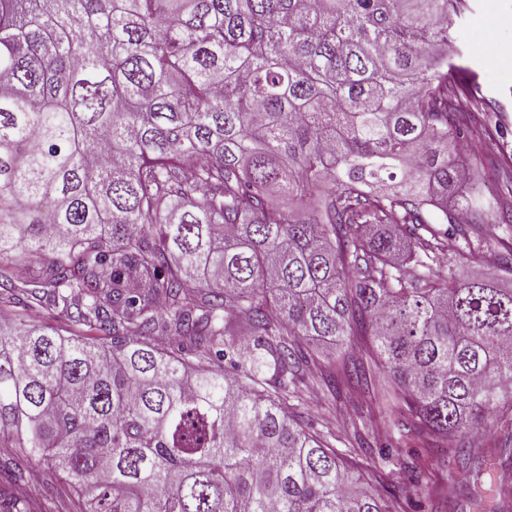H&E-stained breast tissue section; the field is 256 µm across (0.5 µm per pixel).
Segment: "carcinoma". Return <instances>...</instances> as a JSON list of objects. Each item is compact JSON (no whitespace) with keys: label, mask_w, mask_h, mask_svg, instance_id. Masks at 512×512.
Returning a JSON list of instances; mask_svg holds the SVG:
<instances>
[{"label":"carcinoma","mask_w":512,"mask_h":512,"mask_svg":"<svg viewBox=\"0 0 512 512\" xmlns=\"http://www.w3.org/2000/svg\"><path fill=\"white\" fill-rule=\"evenodd\" d=\"M465 0H0V448L90 512H404L295 421L300 340L346 357L399 436L512 426V288L448 260ZM288 199L289 205L280 199ZM23 255H44L23 280ZM499 448L477 449L482 480ZM18 319H24L28 323L51 324L58 327H67V324H70L67 317L60 316L58 312L28 309L22 300H14L8 304L0 303L1 324H11Z\"/></svg>","instance_id":"obj_1"}]
</instances>
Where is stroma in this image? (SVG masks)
Segmentation results:
<instances>
[{
	"label": "stroma",
	"instance_id": "obj_1",
	"mask_svg": "<svg viewBox=\"0 0 512 512\" xmlns=\"http://www.w3.org/2000/svg\"><path fill=\"white\" fill-rule=\"evenodd\" d=\"M467 9L448 31V48L459 59L461 78L469 91L464 103L467 116L477 125L468 144L464 176L483 196L512 197V0H466ZM512 245V233L495 224L482 227V246L460 258V241L448 240L450 259H463L473 272L500 275L499 255ZM288 402L294 418L306 430L320 434L339 448H352L357 437L388 433L390 417L374 390L360 385L330 393L315 376H307ZM422 446L404 440L400 455L383 465V484L416 485L427 496L429 512H478L469 466L449 461L434 468L425 483L416 484L414 455ZM28 476L25 495L41 512H82L67 478L47 470H34L21 449L0 453V489H8L14 470Z\"/></svg>",
	"mask_w": 512,
	"mask_h": 512
}]
</instances>
